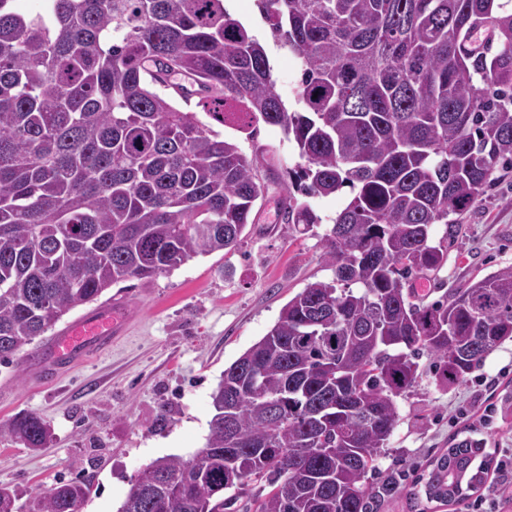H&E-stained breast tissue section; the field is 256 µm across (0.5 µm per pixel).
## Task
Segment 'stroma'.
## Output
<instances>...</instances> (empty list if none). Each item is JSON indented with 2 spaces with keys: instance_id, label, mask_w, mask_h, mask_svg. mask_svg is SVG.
I'll use <instances>...</instances> for the list:
<instances>
[{
  "instance_id": "obj_1",
  "label": "stroma",
  "mask_w": 512,
  "mask_h": 512,
  "mask_svg": "<svg viewBox=\"0 0 512 512\" xmlns=\"http://www.w3.org/2000/svg\"><path fill=\"white\" fill-rule=\"evenodd\" d=\"M225 6L264 42L276 91L294 105L299 60L273 43L254 0H225ZM215 130L247 156L267 153L259 212L240 245L195 257L153 280L108 289L101 303L118 298L131 306L124 334L53 383L34 374V355L47 352L49 336L0 365V423L31 413L52 433L35 450L0 436V487L11 491L17 512H35L40 493L76 478L89 486L81 512H118L145 464L166 455L186 458L204 446L210 395L225 368L267 334L308 283L332 279L323 260V222L345 207L350 190L314 200L322 224L305 234L289 231L278 220V201L285 174L298 161L293 145L278 127L262 122L253 138L231 124ZM510 266L512 172L506 171L461 215L436 278L418 280L416 288H462ZM398 405L389 450L378 464L402 471L407 481L457 434L471 432L498 452L512 448V340L467 381L444 389L429 358H421L417 382Z\"/></svg>"
}]
</instances>
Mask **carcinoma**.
Segmentation results:
<instances>
[{
  "mask_svg": "<svg viewBox=\"0 0 512 512\" xmlns=\"http://www.w3.org/2000/svg\"><path fill=\"white\" fill-rule=\"evenodd\" d=\"M17 2L0 0V363L114 285L239 244L258 158L198 112L295 143L288 229L322 223L311 199L353 192L323 236L333 279L224 369L206 454L146 464L118 512H381L401 494L428 512L420 484L442 506L479 492L494 457L473 438L430 458L413 490L369 475L419 357L447 388L512 338V267L433 300L406 287L444 266L458 217L512 167V0H257L300 60L294 108L224 0ZM0 434L37 449L51 431L24 414ZM88 492L61 482L38 512H80Z\"/></svg>",
  "mask_w": 512,
  "mask_h": 512,
  "instance_id": "obj_1",
  "label": "carcinoma"
}]
</instances>
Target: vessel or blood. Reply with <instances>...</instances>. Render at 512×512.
I'll return each mask as SVG.
<instances>
[{
    "label": "vessel or blood",
    "mask_w": 512,
    "mask_h": 512,
    "mask_svg": "<svg viewBox=\"0 0 512 512\" xmlns=\"http://www.w3.org/2000/svg\"><path fill=\"white\" fill-rule=\"evenodd\" d=\"M126 312V302L116 301L57 330L51 340V353L39 367L42 382H53L58 373L83 361L88 354L110 346L125 328Z\"/></svg>",
    "instance_id": "1"
}]
</instances>
